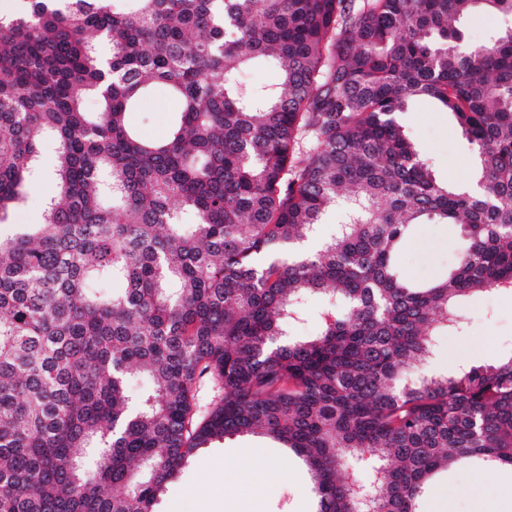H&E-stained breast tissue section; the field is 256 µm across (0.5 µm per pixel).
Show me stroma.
I'll list each match as a JSON object with an SVG mask.
<instances>
[{"label":"stroma","mask_w":512,"mask_h":512,"mask_svg":"<svg viewBox=\"0 0 512 512\" xmlns=\"http://www.w3.org/2000/svg\"><path fill=\"white\" fill-rule=\"evenodd\" d=\"M176 109V102L160 89L141 100L130 121L144 138L155 139L164 135ZM400 120L438 178L456 184L471 180L472 147L448 112L432 100L422 98L412 103ZM55 155V142L45 141L40 147L42 179L27 190L22 201L10 207L8 223H39L42 195L52 184ZM462 247L456 227L419 224L404 245L398 263L408 278L428 281L452 267ZM461 309L468 315L469 323L462 335L439 337L436 352L428 363L432 370L454 369L448 349L463 338L483 335L491 338L490 344L464 353L463 362L475 365L497 362L504 344L512 342V292L476 294L464 301ZM248 456L256 466L275 464L288 471L287 480L274 485L258 499L259 512H311L309 500L300 495L305 483L301 461L290 450L259 434L233 437L199 449L181 475L167 485L159 498L157 512H233L239 488L230 482L229 476ZM438 486L447 492L453 512H470L472 495L490 501L511 492L512 471L457 465L449 469Z\"/></svg>","instance_id":"35a3bbf8"}]
</instances>
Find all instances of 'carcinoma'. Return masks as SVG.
I'll use <instances>...</instances> for the list:
<instances>
[{
  "mask_svg": "<svg viewBox=\"0 0 512 512\" xmlns=\"http://www.w3.org/2000/svg\"><path fill=\"white\" fill-rule=\"evenodd\" d=\"M124 2L0 12V224L58 144L43 222L0 232V512H156L197 449L253 433L303 461L314 512H422L453 464L512 470V344L427 368L459 300L512 290V26L458 27L512 0ZM256 64L276 81L247 84ZM159 87L180 111L143 140L128 115ZM421 97L472 145L470 183L398 121ZM426 222L463 248L412 281L395 258ZM318 293V332L291 336ZM512 25V21L475 12L462 23L464 41L471 45L481 44L495 29Z\"/></svg>",
  "mask_w": 512,
  "mask_h": 512,
  "instance_id": "carcinoma-1",
  "label": "carcinoma"
}]
</instances>
